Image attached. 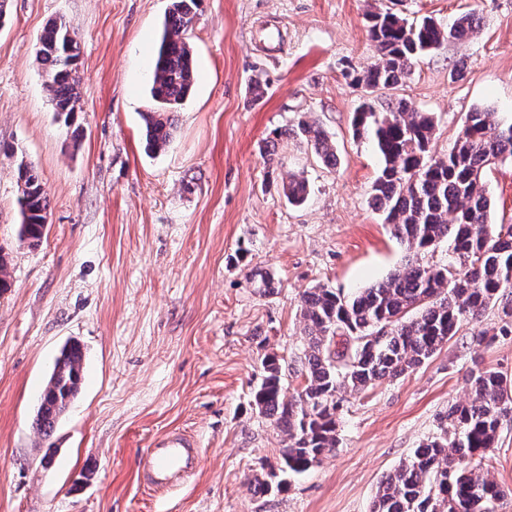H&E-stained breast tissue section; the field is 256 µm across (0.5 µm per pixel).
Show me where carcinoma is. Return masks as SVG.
<instances>
[{"instance_id":"carcinoma-1","label":"carcinoma","mask_w":512,"mask_h":512,"mask_svg":"<svg viewBox=\"0 0 512 512\" xmlns=\"http://www.w3.org/2000/svg\"><path fill=\"white\" fill-rule=\"evenodd\" d=\"M199 2L173 0L164 18L150 88L156 108L143 115L146 148L153 153L172 141L173 114L194 86L188 36ZM369 22L377 60L357 77L367 88L400 87L419 57L478 33L471 13L446 27L431 18L413 25L390 12L373 14ZM39 42L54 112L68 122L79 100V36L56 20ZM352 127L356 136L370 139L381 160L372 204L409 258L385 280L350 296L325 286L303 292L299 308L307 347L297 370L304 380L300 391L287 395L281 359L274 353L263 357L254 410L283 434L282 470L295 473L336 450L347 397L423 365L461 323L479 320L489 305H498L499 334L512 335V223L491 221L486 186L495 165L512 162V123L477 108L443 157L432 154V115L406 97L385 112L354 113ZM274 135L302 139L328 166L336 161L332 138L314 123L302 120ZM17 184L18 239L36 245L44 236L49 201L34 164H18ZM282 188L290 203L301 204L309 195L307 182L292 173ZM443 242L451 252L447 263L419 262L421 254ZM82 375L80 346L64 345L45 386L49 400L34 418L40 433H49L68 410ZM468 383L471 397L451 404L440 417V434L380 481L370 512H497L498 503L512 494L481 467L503 421L512 419V377L477 368Z\"/></svg>"}]
</instances>
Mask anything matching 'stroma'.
Listing matches in <instances>:
<instances>
[{
	"mask_svg": "<svg viewBox=\"0 0 512 512\" xmlns=\"http://www.w3.org/2000/svg\"><path fill=\"white\" fill-rule=\"evenodd\" d=\"M170 0H9L0 29V512H369L379 482L467 398L473 366L512 376V336L476 346L462 323L425 364L351 398L335 452L282 490L251 479L277 470L282 436L252 407L261 358L302 356L299 301L384 280L404 246L371 204L381 161L354 136L363 105L410 98L436 120L445 155L468 112L512 122V0H200L189 43L195 86L165 151L145 149L148 83ZM448 25L473 13L475 38L424 56L396 90L356 81L375 61L369 15ZM81 38L80 112L67 128L36 57L46 24ZM463 66L464 77L450 72ZM261 76L263 94L250 88ZM309 120L336 144L325 167L306 143L273 132ZM274 142L273 164L260 149ZM37 168L49 199L45 236L19 242L15 168ZM306 178L288 202L281 177ZM493 221L512 223V164L487 177ZM276 286L257 291L255 271ZM84 353L79 395L50 435L33 419L65 344ZM170 431L193 437L196 473L147 488L141 464ZM53 453L51 467L41 465Z\"/></svg>",
	"mask_w": 512,
	"mask_h": 512,
	"instance_id": "35a3bbf8",
	"label": "stroma"
}]
</instances>
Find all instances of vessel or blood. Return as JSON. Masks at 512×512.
Here are the masks:
<instances>
[{
    "instance_id": "1",
    "label": "vessel or blood",
    "mask_w": 512,
    "mask_h": 512,
    "mask_svg": "<svg viewBox=\"0 0 512 512\" xmlns=\"http://www.w3.org/2000/svg\"><path fill=\"white\" fill-rule=\"evenodd\" d=\"M198 450L195 441L183 433L157 439L142 463L143 478L159 491L182 484L195 470Z\"/></svg>"
}]
</instances>
